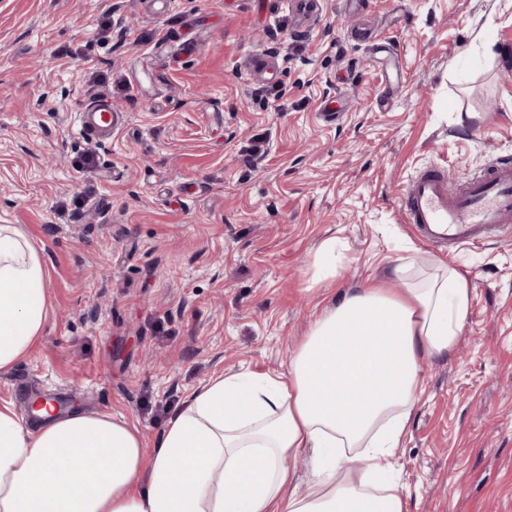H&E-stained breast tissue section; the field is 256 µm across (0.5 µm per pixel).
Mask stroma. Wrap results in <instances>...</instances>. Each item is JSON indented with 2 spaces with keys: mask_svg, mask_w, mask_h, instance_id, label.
<instances>
[{
  "mask_svg": "<svg viewBox=\"0 0 512 512\" xmlns=\"http://www.w3.org/2000/svg\"><path fill=\"white\" fill-rule=\"evenodd\" d=\"M111 100V138L76 135ZM512 156V0H0V224L41 251L48 316L0 374L153 444L226 373L283 371L325 298L414 260L473 294L422 369L395 460L413 512H512V237L455 251L401 191ZM346 256L309 285L320 242Z\"/></svg>",
  "mask_w": 512,
  "mask_h": 512,
  "instance_id": "35a3bbf8",
  "label": "stroma"
}]
</instances>
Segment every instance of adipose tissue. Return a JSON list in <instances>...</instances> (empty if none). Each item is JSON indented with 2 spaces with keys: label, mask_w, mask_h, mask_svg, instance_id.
Masks as SVG:
<instances>
[{
  "label": "adipose tissue",
  "mask_w": 512,
  "mask_h": 512,
  "mask_svg": "<svg viewBox=\"0 0 512 512\" xmlns=\"http://www.w3.org/2000/svg\"><path fill=\"white\" fill-rule=\"evenodd\" d=\"M401 292L382 282L327 300L287 371L220 374L154 445L100 412L30 424L0 403V512H412L393 481L423 360L452 356L472 285L444 261ZM44 260L0 224V372L26 359L47 318ZM313 451L299 490L292 463Z\"/></svg>",
  "instance_id": "obj_1"
}]
</instances>
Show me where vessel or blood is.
Listing matches in <instances>:
<instances>
[{
    "instance_id": "vessel-or-blood-1",
    "label": "vessel or blood",
    "mask_w": 512,
    "mask_h": 512,
    "mask_svg": "<svg viewBox=\"0 0 512 512\" xmlns=\"http://www.w3.org/2000/svg\"><path fill=\"white\" fill-rule=\"evenodd\" d=\"M111 106L82 107L74 117L79 135L111 131ZM414 232L437 246H463L512 235V160L494 163L484 174L449 188L440 168L411 177L401 196Z\"/></svg>"
}]
</instances>
